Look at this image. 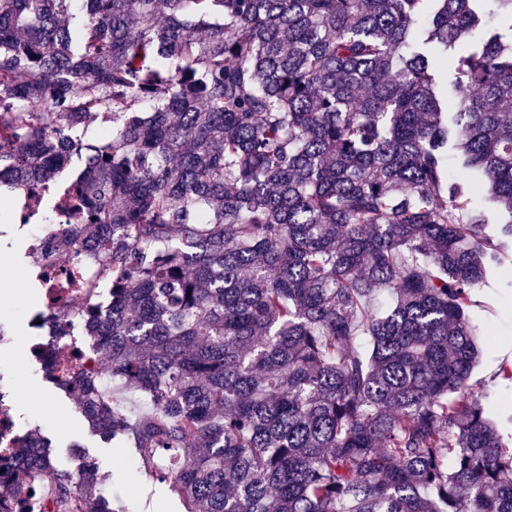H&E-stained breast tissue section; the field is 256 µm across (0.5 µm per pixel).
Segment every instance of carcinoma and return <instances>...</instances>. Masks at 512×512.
Returning <instances> with one entry per match:
<instances>
[{
	"instance_id": "1",
	"label": "carcinoma",
	"mask_w": 512,
	"mask_h": 512,
	"mask_svg": "<svg viewBox=\"0 0 512 512\" xmlns=\"http://www.w3.org/2000/svg\"><path fill=\"white\" fill-rule=\"evenodd\" d=\"M74 158L62 239L112 262L77 322L150 410L72 395L185 512H512L469 384L473 295L512 292V0H0V203ZM5 468L112 512L40 434Z\"/></svg>"
}]
</instances>
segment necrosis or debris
Masks as SVG:
<instances>
[{
  "instance_id": "necrosis-or-debris-1",
  "label": "necrosis or debris",
  "mask_w": 512,
  "mask_h": 512,
  "mask_svg": "<svg viewBox=\"0 0 512 512\" xmlns=\"http://www.w3.org/2000/svg\"><path fill=\"white\" fill-rule=\"evenodd\" d=\"M57 224H35L30 230L29 250L43 293L51 306L31 324L29 352L35 361H46L65 387L77 384L86 374H94L101 385L109 379L103 373L90 347L79 343L77 328L71 319L72 310L88 306L99 295L105 277L101 259L87 253L82 242H73L67 259L56 258L46 249L47 241L58 225L72 223L69 194L61 192L51 200Z\"/></svg>"
}]
</instances>
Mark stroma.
Masks as SVG:
<instances>
[{"instance_id":"stroma-1","label":"stroma","mask_w":512,"mask_h":512,"mask_svg":"<svg viewBox=\"0 0 512 512\" xmlns=\"http://www.w3.org/2000/svg\"><path fill=\"white\" fill-rule=\"evenodd\" d=\"M19 231L0 236L1 277L9 280L12 297L0 301V319L11 324L16 337L4 353L0 366L12 371L22 393L15 399L22 428L48 438L57 465L79 474L85 463H94L106 472L102 487L112 506L121 512H184L179 496L168 484L151 479L143 471L137 449L124 439H106L92 433L77 404L68 392L43 378V370L31 361L21 340L26 333V318L39 288L30 269V259ZM473 299V315L480 325L483 355L470 384L474 391L497 399L500 387L496 378L503 361L512 362V309L503 305L497 289L484 288Z\"/></svg>"}]
</instances>
